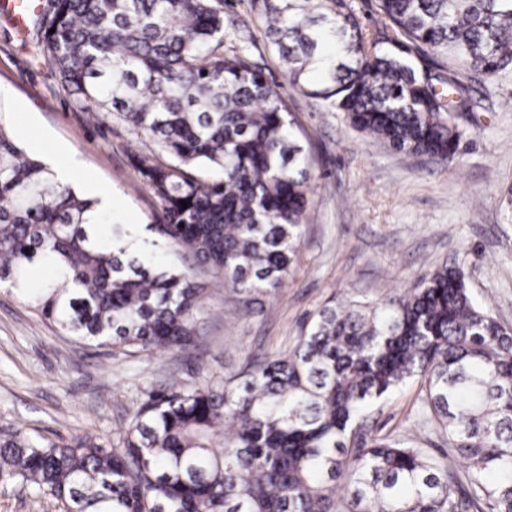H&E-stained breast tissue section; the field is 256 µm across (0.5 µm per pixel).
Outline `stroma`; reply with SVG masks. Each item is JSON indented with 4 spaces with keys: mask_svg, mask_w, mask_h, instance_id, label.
I'll list each match as a JSON object with an SVG mask.
<instances>
[{
    "mask_svg": "<svg viewBox=\"0 0 512 512\" xmlns=\"http://www.w3.org/2000/svg\"><path fill=\"white\" fill-rule=\"evenodd\" d=\"M225 48L281 85L310 147L313 206L283 288L246 303L223 278L157 234V260L189 270L205 290L194 349L89 347L40 319L0 284V425L51 440L86 435L111 445L147 391L231 385L255 360L285 355L319 311L344 300L376 305L459 261L476 298L512 328V74L468 82L459 158L444 163L391 149L345 113L288 87L253 0H224ZM0 126L44 163L66 168L87 195L113 188L112 220L156 224L161 208L130 163L141 144L116 117L89 116L42 58L32 33L0 11ZM419 383L391 395L372 434L418 433L443 458L448 441L424 417Z\"/></svg>",
    "mask_w": 512,
    "mask_h": 512,
    "instance_id": "35a3bbf8",
    "label": "stroma"
}]
</instances>
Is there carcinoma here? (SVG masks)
Instances as JSON below:
<instances>
[{"label":"carcinoma","instance_id":"carcinoma-1","mask_svg":"<svg viewBox=\"0 0 512 512\" xmlns=\"http://www.w3.org/2000/svg\"><path fill=\"white\" fill-rule=\"evenodd\" d=\"M255 6L291 87L444 163L466 135L458 75L512 71V0H377L371 29L353 0ZM30 27L65 90L157 148L131 155L156 233L239 294L282 288L312 205L306 135L283 92L224 50V0H47ZM96 204L0 127V283L95 346H193L203 288L127 250L112 216L90 222ZM417 380L448 437L441 461L364 429ZM2 480L70 512H336L339 485L345 512H512V329L444 264L376 306L323 308L232 389L148 392L108 448L1 427Z\"/></svg>","mask_w":512,"mask_h":512}]
</instances>
